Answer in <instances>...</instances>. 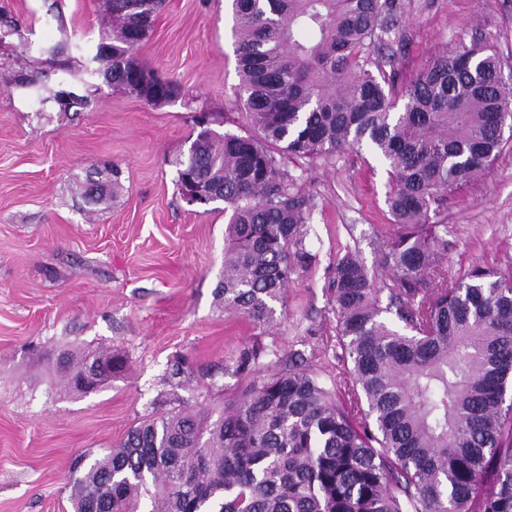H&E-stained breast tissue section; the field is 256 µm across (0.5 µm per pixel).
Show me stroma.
Listing matches in <instances>:
<instances>
[{
	"label": "stroma",
	"mask_w": 512,
	"mask_h": 512,
	"mask_svg": "<svg viewBox=\"0 0 512 512\" xmlns=\"http://www.w3.org/2000/svg\"><path fill=\"white\" fill-rule=\"evenodd\" d=\"M404 4L380 49L399 61L397 86L476 40L512 73V0ZM105 14V0H0V18L28 38L0 48V512H73L75 457L101 453L155 411L219 409L245 382L234 372L244 351L313 350L312 368L335 380V353L322 349L333 336L329 268L349 249L377 268L393 231L387 165L370 150L288 157L286 169L316 201L308 243L318 260L294 276L270 325L225 310L228 214L220 201L186 206L175 162L200 117L220 133L250 131L230 0H165L133 53L180 85L176 101L149 106L104 84L84 112H59L48 49L66 44L68 80L78 83ZM41 70V87L17 85ZM105 167L118 169L117 185L84 200L87 171ZM432 220L448 227L456 275L512 272V136ZM102 347L125 366L88 394L70 393L42 357ZM176 364L177 386L168 380Z\"/></svg>",
	"instance_id": "35a3bbf8"
}]
</instances>
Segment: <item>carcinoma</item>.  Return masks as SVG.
<instances>
[{
	"label": "carcinoma",
	"instance_id": "cac0c4a2",
	"mask_svg": "<svg viewBox=\"0 0 512 512\" xmlns=\"http://www.w3.org/2000/svg\"><path fill=\"white\" fill-rule=\"evenodd\" d=\"M109 0L85 72L134 94L130 60L164 0L129 10ZM234 38L251 133L198 132L176 162L224 196V309L262 326L288 284L316 262L309 249L313 195L282 158L329 157L366 145L389 165L395 218L380 270L348 249L327 292L336 358L328 383L304 353L275 354L278 368L243 352L247 378L210 413L150 415L69 474L73 512H512V274L474 268L448 277V225L431 223L446 194L495 159L512 112V73L478 41L434 59L396 111L398 61L372 58L404 14L402 0H232ZM23 41L0 21V46ZM60 110L87 98L64 81ZM108 182L86 176L99 200ZM58 363L67 387L89 361Z\"/></svg>",
	"mask_w": 512,
	"mask_h": 512
}]
</instances>
